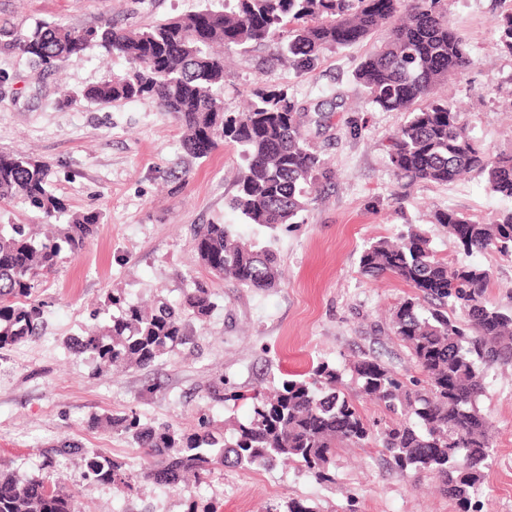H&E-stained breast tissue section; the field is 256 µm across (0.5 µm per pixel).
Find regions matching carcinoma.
Wrapping results in <instances>:
<instances>
[{
    "label": "carcinoma",
    "mask_w": 512,
    "mask_h": 512,
    "mask_svg": "<svg viewBox=\"0 0 512 512\" xmlns=\"http://www.w3.org/2000/svg\"><path fill=\"white\" fill-rule=\"evenodd\" d=\"M439 0H224V9L204 7L146 28L107 20L94 27L45 24L15 35L16 47L38 67L79 61L94 46L131 67L68 98L110 104L156 99L183 129V149L198 158L200 144L215 150L236 143L244 165L230 208L247 223L272 231L293 224L313 202L319 181L334 176L304 134L305 123L325 121L323 104H300L285 88H254L241 112L224 111L222 47L273 44L276 61L297 74L314 71L329 50L381 38L361 61L355 79L365 102L406 120L389 136L388 158L395 175L410 182L448 184L464 174L484 179L489 190L512 200V152L493 153L478 144L450 98L435 87L471 65L465 36L438 9ZM496 46L512 55V9L497 23ZM50 170L38 160L0 154V200L19 197L56 223L38 236L32 224H0V350L39 335L44 303L38 279L56 271L62 253H81L94 236L100 213L72 214L49 189ZM68 217L65 224L61 217ZM436 223L464 251L494 247L512 254V209L484 224L450 209ZM200 264L214 277L241 288L268 290L280 283L281 266L268 246L237 235L229 224H205L196 235ZM359 267L370 277L394 275L418 291L401 302L392 318L396 339L410 353L416 374L400 373L375 357L351 366L358 392L377 402L393 421L373 432L353 395L341 389L342 374L321 363L273 391L253 397L251 415L230 436L201 421L193 432L151 426L135 412L103 414L127 434L150 461L143 478L177 490L188 478L203 483L223 467L288 463L328 480L336 448L373 446L400 472L431 475L448 500L466 510L482 492L492 461L488 418L477 406L484 372L512 363V312L488 297L490 273L438 258L430 240L411 225L395 238H379L362 253ZM177 304L158 302L145 310L119 294L108 302L107 324L69 339L68 348L86 355L97 371L152 366L163 356L191 347L193 323L204 322L215 303L207 283L191 280ZM56 452L84 456L85 477L121 493L134 490L138 475L126 464L90 454L64 439ZM0 512H79L65 480L21 481L0 464Z\"/></svg>",
    "instance_id": "carcinoma-1"
}]
</instances>
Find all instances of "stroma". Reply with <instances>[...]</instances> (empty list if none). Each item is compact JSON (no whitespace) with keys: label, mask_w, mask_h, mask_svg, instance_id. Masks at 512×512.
Returning a JSON list of instances; mask_svg holds the SVG:
<instances>
[{"label":"stroma","mask_w":512,"mask_h":512,"mask_svg":"<svg viewBox=\"0 0 512 512\" xmlns=\"http://www.w3.org/2000/svg\"><path fill=\"white\" fill-rule=\"evenodd\" d=\"M203 0H0V154L47 163L51 189L71 211L97 210V232L78 255L63 254L56 272L39 283L45 313L37 338L0 351V464L19 478L62 473L78 494L79 512H186L188 498L214 512H268L290 497L318 512H459L433 478L390 470L374 448H337L328 481L291 464L274 469L224 468L205 483L173 492L138 479L129 494L84 478L80 457L55 454L61 439L86 451L143 464L140 449L119 430L92 428L94 414L136 411L142 422L189 431L201 418L215 425L244 420L251 398L321 363L351 385V362L375 356L397 371L410 369L392 334L393 309L415 290L391 275H363L359 258L369 242L393 237L404 225L421 229L449 263L489 269L493 302L512 309V257L464 253L436 210L450 207L491 222L512 202L467 175L449 184L396 179L388 162L389 136L405 121L399 112L362 111L355 70L367 52L358 46L326 53L317 70L297 75L287 65L263 71L267 48L227 49L224 109L236 112L258 84L286 87L300 104L341 95L345 105L330 125L305 133L335 172L297 223L275 236L229 206L242 165L240 149L220 144L208 157L187 154L175 118L150 97L130 102L70 105L77 91L127 69L125 60L89 49L83 60L34 74L15 48L17 32L45 23L83 28L114 20L146 27L198 10ZM507 0H441L440 7L468 42L473 65L450 83L461 120L487 150L512 151V56L496 46L497 19ZM205 224L235 225L247 239H271L283 280L251 290L212 277L198 263L195 236ZM208 281L218 303L195 325L193 348L166 355L145 369L93 373L73 355L68 337L104 323L107 298L119 291L145 304L178 300L191 277ZM223 381L224 402L208 387ZM159 389L147 392L149 382ZM478 406L493 425V461L483 492L469 512H512V367L487 370Z\"/></svg>","instance_id":"35a3bbf8"}]
</instances>
